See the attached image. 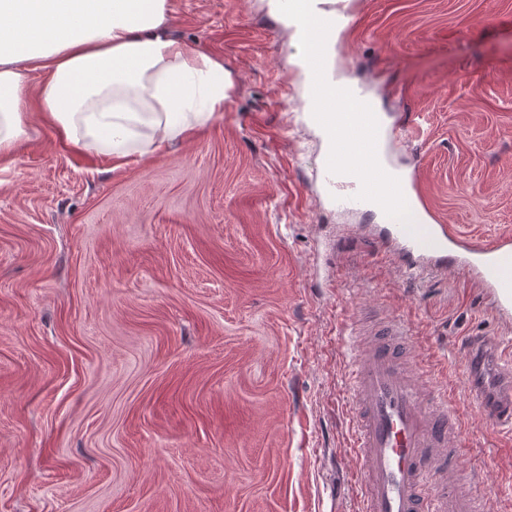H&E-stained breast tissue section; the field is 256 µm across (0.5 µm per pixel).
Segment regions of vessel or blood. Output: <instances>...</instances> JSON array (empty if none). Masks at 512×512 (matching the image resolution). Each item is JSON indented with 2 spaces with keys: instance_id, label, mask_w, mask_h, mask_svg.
Listing matches in <instances>:
<instances>
[{
  "instance_id": "obj_1",
  "label": "vessel or blood",
  "mask_w": 512,
  "mask_h": 512,
  "mask_svg": "<svg viewBox=\"0 0 512 512\" xmlns=\"http://www.w3.org/2000/svg\"><path fill=\"white\" fill-rule=\"evenodd\" d=\"M281 8L305 37L321 32L329 40L337 32L335 15L343 10L338 4L323 16L313 0H281ZM312 118L332 146L323 160L327 186L349 206L380 216L379 244L402 253L416 273L457 260L487 292L499 317L511 320L512 233L484 246L435 223L413 178L377 160L379 145L398 137L401 127L372 110L359 88L327 80ZM410 338L406 324L393 317L374 325L368 338H352L347 392L360 512H489L484 493L460 491L454 479L465 454L466 424L453 395L432 384L421 367L398 358L399 346ZM497 367L506 383L496 404L474 386L468 399L478 423L512 429V345L500 350Z\"/></svg>"
}]
</instances>
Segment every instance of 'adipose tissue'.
I'll list each match as a JSON object with an SVG mask.
<instances>
[{
	"label": "adipose tissue",
	"instance_id": "1",
	"mask_svg": "<svg viewBox=\"0 0 512 512\" xmlns=\"http://www.w3.org/2000/svg\"><path fill=\"white\" fill-rule=\"evenodd\" d=\"M230 86L223 63L173 37L168 0H0L1 153L30 102L83 150L158 151L220 117Z\"/></svg>",
	"mask_w": 512,
	"mask_h": 512
}]
</instances>
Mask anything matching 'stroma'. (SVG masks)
<instances>
[{
  "label": "stroma",
  "mask_w": 512,
  "mask_h": 512,
  "mask_svg": "<svg viewBox=\"0 0 512 512\" xmlns=\"http://www.w3.org/2000/svg\"><path fill=\"white\" fill-rule=\"evenodd\" d=\"M235 77L193 138L118 160L37 112L0 155V512H357L342 319L400 317L449 385L461 337L512 339L456 267L407 279L322 183L273 0H168ZM339 78L389 121L439 223L512 231V0H346ZM466 469L512 485V435Z\"/></svg>",
  "instance_id": "stroma-1"
}]
</instances>
